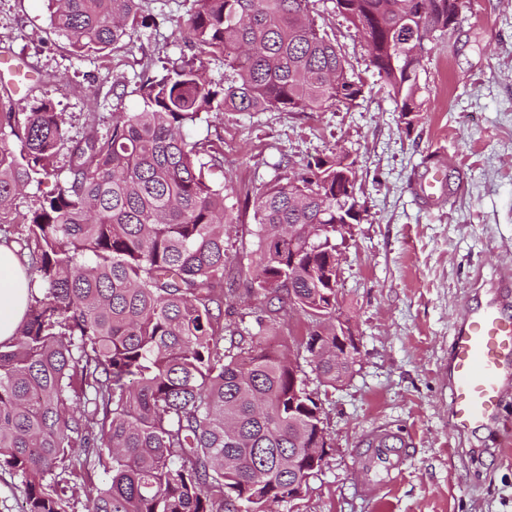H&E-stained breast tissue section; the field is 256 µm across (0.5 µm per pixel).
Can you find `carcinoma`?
I'll use <instances>...</instances> for the list:
<instances>
[{"label": "carcinoma", "mask_w": 512, "mask_h": 512, "mask_svg": "<svg viewBox=\"0 0 512 512\" xmlns=\"http://www.w3.org/2000/svg\"><path fill=\"white\" fill-rule=\"evenodd\" d=\"M140 2L48 0L50 24L75 55L102 52L148 26ZM335 3L411 125L427 41L463 0ZM184 27L195 53L222 56L224 80L189 61L144 76L132 90L139 111L112 113L104 129L91 113L78 136L47 98L23 112L0 102V216L58 177L21 223L0 225L37 288L16 337L0 344V469L22 477L23 512H73L72 476L89 461L109 479L88 512H272L311 470L291 460L318 447L321 405L304 396L303 364L329 386L355 365L325 326L339 307L323 280L349 215L336 179L355 161L318 157L241 195L211 178L223 151L188 130L224 112L349 108L361 78L310 0H194ZM242 208L258 239L249 292L263 302L252 322L226 329L224 234ZM309 224L320 226L312 241L288 235ZM290 310L302 338L285 353L260 347ZM313 341L324 348L316 363ZM76 447L84 459L72 458ZM56 188V178L48 177L44 179L43 183L40 186H30L27 188L21 195H19L12 206L13 212H27L30 209L36 207L38 203V199H40L43 195H49Z\"/></svg>", "instance_id": "obj_1"}]
</instances>
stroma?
Returning <instances> with one entry per match:
<instances>
[{
	"label": "stroma",
	"instance_id": "stroma-1",
	"mask_svg": "<svg viewBox=\"0 0 512 512\" xmlns=\"http://www.w3.org/2000/svg\"><path fill=\"white\" fill-rule=\"evenodd\" d=\"M193 7L194 0H142L150 27L129 45L78 58L53 32L46 0H0V55L22 64L27 88L13 96L15 108L51 98L73 133L88 113L106 121L114 108L136 111L138 97L119 101L114 89L193 56L179 28ZM311 10L363 80L356 106L227 112L189 132L193 141H222L225 181L253 195L307 160L336 152L355 162L361 216L338 244V303L360 355L343 383L310 379L329 448L307 493L278 512H512V452L501 451L512 431V393L500 423L460 435L447 378L454 325L478 300L475 281L512 271V0H467L457 27L430 46L409 124L333 0H312ZM434 153L459 188L443 209L425 211L410 182ZM255 229L245 215L226 236L232 261L224 281L238 290L239 314L257 304L247 291L253 273L238 266L257 248ZM377 426L412 442L390 485L358 464L361 439ZM367 484L374 495L362 493Z\"/></svg>",
	"mask_w": 512,
	"mask_h": 512
}]
</instances>
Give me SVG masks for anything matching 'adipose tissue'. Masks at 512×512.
I'll list each match as a JSON object with an SVG mask.
<instances>
[{
	"mask_svg": "<svg viewBox=\"0 0 512 512\" xmlns=\"http://www.w3.org/2000/svg\"><path fill=\"white\" fill-rule=\"evenodd\" d=\"M29 297L26 267L14 248L0 243V343L10 342L16 335Z\"/></svg>",
	"mask_w": 512,
	"mask_h": 512,
	"instance_id": "ef3b65f1",
	"label": "adipose tissue"
}]
</instances>
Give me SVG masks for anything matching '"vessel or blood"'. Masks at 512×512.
<instances>
[{
  "label": "vessel or blood",
  "instance_id": "b4317fda",
  "mask_svg": "<svg viewBox=\"0 0 512 512\" xmlns=\"http://www.w3.org/2000/svg\"><path fill=\"white\" fill-rule=\"evenodd\" d=\"M412 194L424 208H442L453 192L444 162L420 171ZM512 386V277L504 275L475 305L466 307L450 343L449 408L457 433L497 423L503 397ZM359 464L379 480L394 482L409 457V440L379 427L364 436Z\"/></svg>",
  "mask_w": 512,
  "mask_h": 512
}]
</instances>
